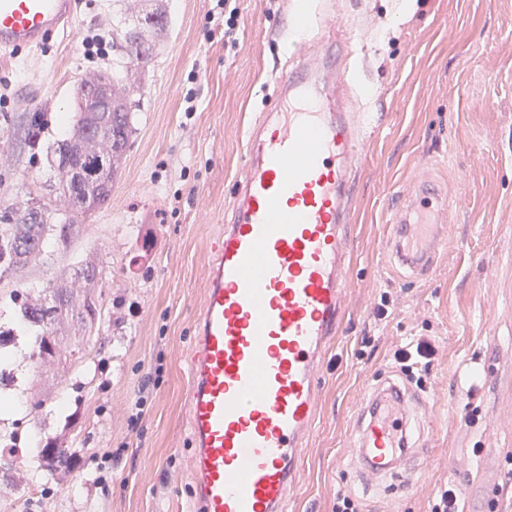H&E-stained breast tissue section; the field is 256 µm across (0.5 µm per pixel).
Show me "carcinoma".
I'll list each match as a JSON object with an SVG mask.
<instances>
[{
  "label": "carcinoma",
  "instance_id": "1",
  "mask_svg": "<svg viewBox=\"0 0 512 512\" xmlns=\"http://www.w3.org/2000/svg\"><path fill=\"white\" fill-rule=\"evenodd\" d=\"M168 24L155 0H112V71L82 78L75 89L76 111L71 135L50 146L58 172L60 203L29 198L0 219V279L34 266H49L55 256L71 251L80 220L90 217L112 195L132 127V92L119 85V73L132 64L145 66ZM99 91L94 105L87 100L88 80ZM40 118H27L21 146L36 151L42 143ZM104 267L82 255L72 256L70 273L53 286L36 288L16 282L0 289V462L16 459L21 425L13 404L23 399L29 375L50 363L67 368L69 385L89 384L87 348L97 343L106 321L105 298L98 284ZM45 444L25 458L24 484L47 496L50 486L74 472L78 448L73 437L60 439L57 427L40 424Z\"/></svg>",
  "mask_w": 512,
  "mask_h": 512
}]
</instances>
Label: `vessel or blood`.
<instances>
[{
  "label": "vessel or blood",
  "mask_w": 512,
  "mask_h": 512,
  "mask_svg": "<svg viewBox=\"0 0 512 512\" xmlns=\"http://www.w3.org/2000/svg\"><path fill=\"white\" fill-rule=\"evenodd\" d=\"M79 0H0V52L33 51L67 31ZM300 39L275 83V106L246 136L244 176L224 232L209 245L203 305L187 356L192 512H286L299 461L321 415L319 390L342 330L352 251L350 192L364 126L347 112L358 60L327 62L334 24ZM417 177L392 214L390 246L426 274L448 197ZM416 430L398 447L400 432ZM425 411L385 419L361 411L351 462L411 483L401 456L431 446Z\"/></svg>",
  "instance_id": "obj_1"
}]
</instances>
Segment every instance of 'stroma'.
Segmentation results:
<instances>
[{
	"mask_svg": "<svg viewBox=\"0 0 512 512\" xmlns=\"http://www.w3.org/2000/svg\"><path fill=\"white\" fill-rule=\"evenodd\" d=\"M339 0L367 63L355 111L369 125L353 187V263L343 332L320 386L321 419L302 459L288 512H336L348 492L364 512H428L447 485L465 512H488V492L512 482V0ZM215 0H164L168 29L151 64L135 70L134 132L110 201L85 219L76 252L100 258L112 318L103 387L70 389L81 451L73 477L54 486V512H187L191 500L185 355L202 302L207 245L224 229L249 126L268 111L278 61L296 38L299 0H240L234 49L214 30ZM112 0H81L71 28L34 52L0 53V124L43 115L44 138H65L81 77L110 67L87 60V31L111 40ZM197 81H190V71ZM195 90L196 112L183 97ZM460 202L448 212L446 247L412 278L391 256L388 220L417 171ZM56 197L45 153L16 150L0 166V214L24 194ZM393 314L372 317L384 291ZM436 337L440 351L416 400L436 427L416 485L376 490L346 461L354 420L380 379L400 378L394 345ZM474 398H466L470 384ZM148 396L143 412L134 403Z\"/></svg>",
	"mask_w": 512,
	"mask_h": 512,
	"instance_id": "stroma-1",
	"label": "stroma"
}]
</instances>
